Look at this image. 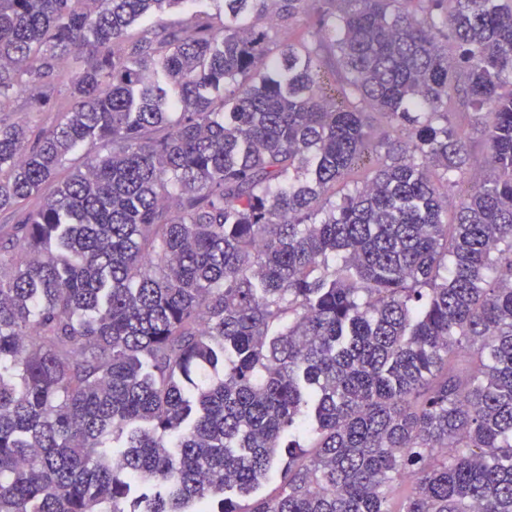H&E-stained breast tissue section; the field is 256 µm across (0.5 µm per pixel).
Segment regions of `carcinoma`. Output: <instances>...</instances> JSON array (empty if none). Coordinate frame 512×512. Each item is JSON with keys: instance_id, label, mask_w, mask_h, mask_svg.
<instances>
[{"instance_id": "carcinoma-1", "label": "carcinoma", "mask_w": 512, "mask_h": 512, "mask_svg": "<svg viewBox=\"0 0 512 512\" xmlns=\"http://www.w3.org/2000/svg\"><path fill=\"white\" fill-rule=\"evenodd\" d=\"M201 2L0 0V512H512V0ZM29 95L19 93L13 97L10 107L5 112H0V120L5 123L28 122L34 126H49L54 123L59 116L57 112H28ZM449 112H455L453 120L460 125L467 138L470 141L473 158L470 165V170L465 177V183L460 188L464 191L468 187L481 182L486 175V165L484 160V147L481 134L477 131L474 123L469 117H464L462 112H471L464 104L462 99L455 98L452 100Z\"/></svg>"}]
</instances>
